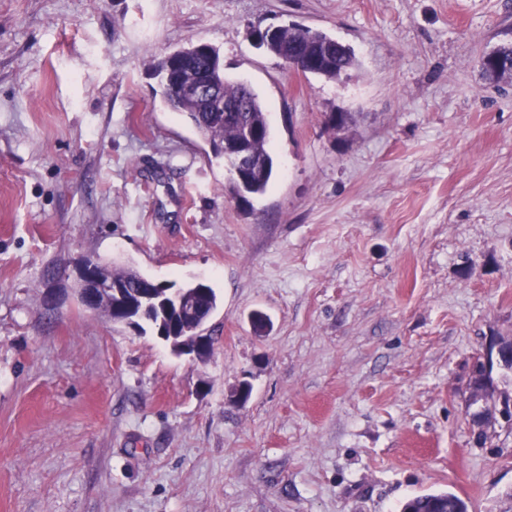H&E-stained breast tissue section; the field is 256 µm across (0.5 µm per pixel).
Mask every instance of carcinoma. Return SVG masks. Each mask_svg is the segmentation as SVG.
Instances as JSON below:
<instances>
[{
	"instance_id": "1",
	"label": "carcinoma",
	"mask_w": 512,
	"mask_h": 512,
	"mask_svg": "<svg viewBox=\"0 0 512 512\" xmlns=\"http://www.w3.org/2000/svg\"><path fill=\"white\" fill-rule=\"evenodd\" d=\"M332 36L314 31L299 24L279 25L273 32L266 49L282 60L290 68L303 66L307 74L336 80L358 65L354 52L345 47L341 52H332L328 43ZM187 60L188 66L182 69V79L190 83L195 79L212 81L216 84L220 98L226 102L242 101L246 112H209L207 104L198 103L183 96L173 83H160L163 102L173 112L184 115L194 126L197 133L209 141L217 156L224 163L235 168V163L224 157V144L237 141L247 143L248 156L240 166V176L232 179L231 190L237 196H261L272 181L274 158L268 150L271 128L268 111L258 94L251 87L224 78V68L219 51L209 45L200 52L192 46H185L177 55H165L153 64L158 77H163L174 69L175 63ZM482 69L491 80L512 79V42L503 43L482 59ZM100 275L106 279L126 280L137 285L147 281L137 270L130 266H119L111 261L101 269ZM202 301L197 303L193 316L178 320L179 326L196 331L217 308V294L212 287L200 291ZM469 405L484 400H512V391L494 388L487 390L483 385H469ZM402 512H468L467 503L451 492H434L417 495L407 500Z\"/></svg>"
}]
</instances>
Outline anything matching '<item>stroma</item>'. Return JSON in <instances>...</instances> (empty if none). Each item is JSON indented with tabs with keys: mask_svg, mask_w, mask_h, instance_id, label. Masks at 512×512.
Returning <instances> with one entry per match:
<instances>
[{
	"mask_svg": "<svg viewBox=\"0 0 512 512\" xmlns=\"http://www.w3.org/2000/svg\"><path fill=\"white\" fill-rule=\"evenodd\" d=\"M292 23L359 68L252 39ZM510 40L512 0H0V512L506 507L512 427L477 445L465 396L512 336ZM198 42L270 112L246 203L152 74ZM83 258L205 281L212 353L87 311ZM275 28L274 32L267 34L270 37L273 32L266 49L289 69L301 65L305 75L336 80L358 65L354 52L348 46L337 55L335 50L330 52L328 43L336 38L324 32L293 23ZM482 69L491 80L512 79V42L503 43L486 54ZM403 512H468L467 503L451 492H434L414 496L407 500Z\"/></svg>",
	"mask_w": 512,
	"mask_h": 512,
	"instance_id": "obj_1",
	"label": "stroma"
}]
</instances>
